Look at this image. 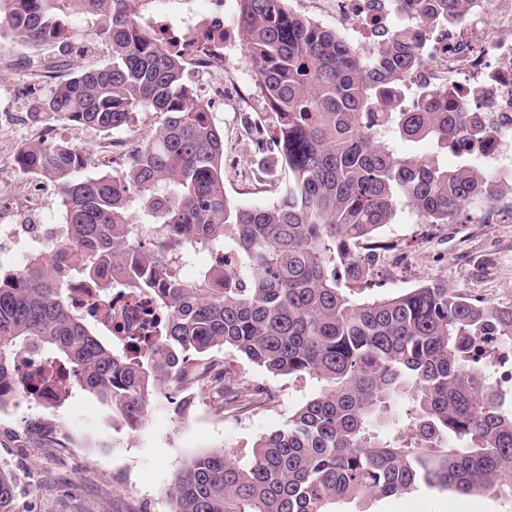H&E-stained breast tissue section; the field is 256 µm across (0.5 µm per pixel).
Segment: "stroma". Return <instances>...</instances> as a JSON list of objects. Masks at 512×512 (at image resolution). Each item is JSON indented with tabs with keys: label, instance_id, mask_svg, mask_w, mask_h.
<instances>
[{
	"label": "stroma",
	"instance_id": "obj_1",
	"mask_svg": "<svg viewBox=\"0 0 512 512\" xmlns=\"http://www.w3.org/2000/svg\"><path fill=\"white\" fill-rule=\"evenodd\" d=\"M0 51L13 56L11 66L0 67V221L13 222L19 193L35 192L42 208L17 226L12 240L0 242V269L8 271L24 256L41 250L32 224L47 227L63 221L61 196L55 183L25 182L15 157L44 134L60 137L83 152L86 172L94 175L117 170L129 161V149L149 139L161 117L135 113L129 127L101 132L79 126L46 128L32 117L46 86L26 90L35 70L57 64L66 74L108 62L111 47L88 42L84 49L61 53L35 50L11 33H0ZM204 98L212 124L224 135V190L235 202L261 205L270 194L253 176L257 166L269 170L272 182L288 177L275 154L258 153L241 129L243 114L261 113L267 106L256 87L240 38L224 47V65L205 76ZM378 238L389 248L374 266L379 288L373 296L393 295L441 280L457 291L503 307L512 306V215L497 208L490 220L480 213L461 215L454 224H423L411 212H401L384 225ZM252 395L224 406L225 393L238 386ZM310 382L274 377L260 368L222 352L213 353L203 392L197 393L185 418H178L170 400L155 396L149 420L138 431L112 425L102 406L91 396L75 392L56 414L65 448L23 447L27 419L42 416L44 407L22 399L0 410V465L15 476L16 512H170L165 490L183 463L211 450H232L248 461L251 444L278 427L314 391ZM370 512H512V497L491 498L448 491H420L372 501Z\"/></svg>",
	"mask_w": 512,
	"mask_h": 512
}]
</instances>
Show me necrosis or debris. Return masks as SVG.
Returning <instances> with one entry per match:
<instances>
[{
	"label": "necrosis or debris",
	"instance_id": "4bbe7bcc",
	"mask_svg": "<svg viewBox=\"0 0 512 512\" xmlns=\"http://www.w3.org/2000/svg\"><path fill=\"white\" fill-rule=\"evenodd\" d=\"M336 12L354 31L397 19L371 0H336ZM224 32L219 7L182 22L177 39L182 53L197 56L199 69L206 72L224 62ZM423 50L438 65L429 76H416L417 85L445 88L449 99L470 103L502 130L484 158L486 167L499 170L512 159V0H474L460 22L430 35Z\"/></svg>",
	"mask_w": 512,
	"mask_h": 512
}]
</instances>
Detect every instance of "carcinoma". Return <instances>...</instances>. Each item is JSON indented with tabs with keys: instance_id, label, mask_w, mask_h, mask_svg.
<instances>
[{
	"instance_id": "obj_1",
	"label": "carcinoma",
	"mask_w": 512,
	"mask_h": 512,
	"mask_svg": "<svg viewBox=\"0 0 512 512\" xmlns=\"http://www.w3.org/2000/svg\"><path fill=\"white\" fill-rule=\"evenodd\" d=\"M409 1L412 24L375 29L365 54L287 0H236L267 105L241 125L288 171L274 201L247 206L224 190V134L185 83L173 35L157 36L145 18L156 0H0V31L33 49L112 46L108 64L54 83L38 120L110 132L136 112L161 116L122 171L83 175L84 156L62 138L19 151L23 172L60 186L63 224L49 254L0 272V410L39 392L17 379L35 356L44 388L73 381L136 431L159 393L183 392L186 414L205 357L227 351L319 388L254 442L247 462L222 450L190 458L166 490L171 512H338L340 502L367 512L373 499L419 489L512 497V410L481 357L488 341H512V306L444 281L359 299L385 248L375 235L400 212L452 224L512 194L483 170L497 130L437 86L411 89L420 38L454 24L464 0L394 5ZM398 142L432 150L402 155ZM201 251L233 262L182 280L176 269ZM75 279L96 285L101 301L113 287L146 298L162 322L130 343L106 335L94 309L71 306ZM26 427L28 442L57 443L47 420ZM14 498L15 478L0 467V512H15Z\"/></svg>"
}]
</instances>
